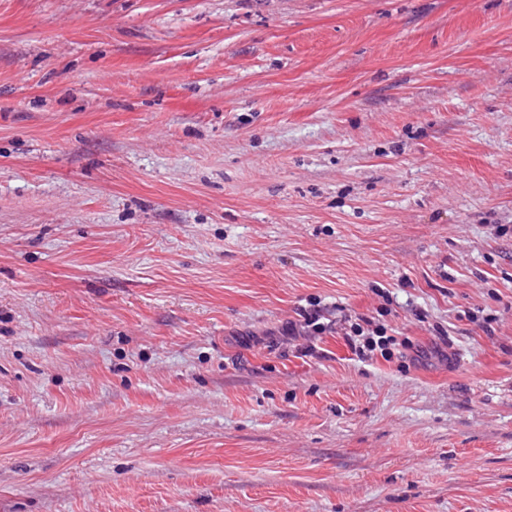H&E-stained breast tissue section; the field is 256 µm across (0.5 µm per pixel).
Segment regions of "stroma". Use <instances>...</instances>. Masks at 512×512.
Masks as SVG:
<instances>
[{
	"instance_id": "35a3bbf8",
	"label": "stroma",
	"mask_w": 512,
	"mask_h": 512,
	"mask_svg": "<svg viewBox=\"0 0 512 512\" xmlns=\"http://www.w3.org/2000/svg\"><path fill=\"white\" fill-rule=\"evenodd\" d=\"M0 512H512V0H0ZM300 316L303 320H301L299 324L296 322H288V326H285V328L282 329L283 336L288 335L296 337L309 336L312 334L320 335L332 329V321L326 319L320 309L314 308L309 311L304 310L303 314ZM323 319L328 320V322L325 323L322 321ZM375 317L358 315L350 324L347 344L352 353L362 361L382 358L390 362L394 358H403V350L410 347L409 338L395 336L396 331L385 324H377Z\"/></svg>"
}]
</instances>
